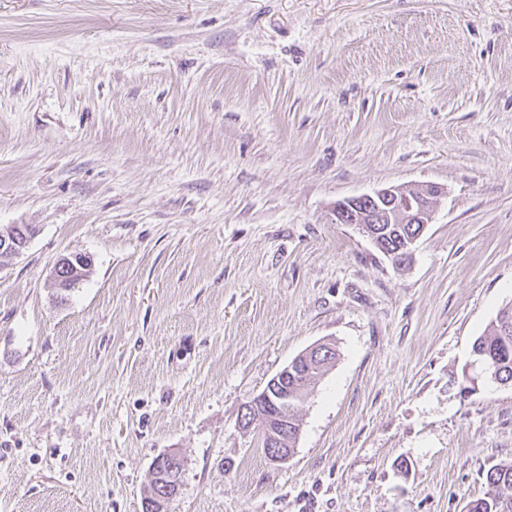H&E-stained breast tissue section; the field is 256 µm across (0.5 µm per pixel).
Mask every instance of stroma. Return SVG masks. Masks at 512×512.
I'll return each instance as SVG.
<instances>
[{"instance_id": "stroma-1", "label": "stroma", "mask_w": 512, "mask_h": 512, "mask_svg": "<svg viewBox=\"0 0 512 512\" xmlns=\"http://www.w3.org/2000/svg\"><path fill=\"white\" fill-rule=\"evenodd\" d=\"M446 190L407 266L344 199ZM0 512H465L512 461V0H0ZM90 275L52 286L61 255ZM335 363L269 460L238 422ZM475 380L466 390V377ZM21 237H23L21 243ZM28 236L16 224L0 226V269L8 267L22 253ZM69 260H72L70 262L72 268H73V276L77 279V282L76 284L83 280L84 277L87 276L88 272L90 271V268H91V260H90V257L86 256V255H82L80 253H70L68 255H63L61 256L56 264H55V267H54V272H53V285L56 287V288H62V289H65V290H68L70 288H64V286L61 285V280H60V277L58 276L57 274V271H59L60 267L62 266L63 262H66ZM74 260L78 262V265L74 263ZM472 354L483 360L492 380L512 386V305L502 308L472 345ZM323 343H319L314 345L313 347L309 348L307 351V358L306 361L309 364V367H307L306 374L310 373L312 370V375L314 376V380L319 379L321 376H323L326 371H328L329 367L334 363L336 360V350H332L330 348H326L325 350L322 348ZM324 350V352H323ZM323 352V354H322ZM330 352V354H328ZM322 357L317 360L316 364H314L312 370L310 367V359L313 355V358L316 359L317 355H321ZM330 357H328V355ZM182 465L177 455L161 456L154 461L152 479L156 480L157 490L152 499L143 503L145 512H163L164 505L177 495Z\"/></svg>"}]
</instances>
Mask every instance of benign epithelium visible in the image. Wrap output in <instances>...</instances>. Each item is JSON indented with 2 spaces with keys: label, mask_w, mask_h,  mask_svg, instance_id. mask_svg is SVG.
I'll use <instances>...</instances> for the list:
<instances>
[{
  "label": "benign epithelium",
  "mask_w": 512,
  "mask_h": 512,
  "mask_svg": "<svg viewBox=\"0 0 512 512\" xmlns=\"http://www.w3.org/2000/svg\"><path fill=\"white\" fill-rule=\"evenodd\" d=\"M442 187L422 184L418 187L398 185L382 188L371 194H362L336 203V221L352 224L362 230L376 246H381L379 224H430L433 212L441 197ZM28 236L24 228L16 224L0 226V269L8 267L22 253ZM72 260L73 276L81 281L91 268L89 257L80 253L61 256L54 267L53 285L61 287L57 274L62 264ZM297 370L287 365L277 372L257 397L246 403L241 411L239 425L249 430L258 428L262 433L263 448L269 459L285 463L292 449L286 447L288 435V402L296 401L297 392H288V378ZM182 461L177 455L161 456L152 466V478L156 480V492L152 499L143 503L144 512H164V505L179 490Z\"/></svg>",
  "instance_id": "obj_1"
}]
</instances>
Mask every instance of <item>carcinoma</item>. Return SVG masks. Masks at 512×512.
Returning <instances> with one entry per match:
<instances>
[{"instance_id": "1", "label": "carcinoma", "mask_w": 512, "mask_h": 512, "mask_svg": "<svg viewBox=\"0 0 512 512\" xmlns=\"http://www.w3.org/2000/svg\"><path fill=\"white\" fill-rule=\"evenodd\" d=\"M384 247L394 250L416 235L418 224H382ZM474 357L483 360L492 380L512 386V305L502 308L485 332L472 345ZM336 360V351L324 350L313 366L314 379L323 376ZM487 490L467 504V512H512V461L491 466L485 476Z\"/></svg>"}]
</instances>
